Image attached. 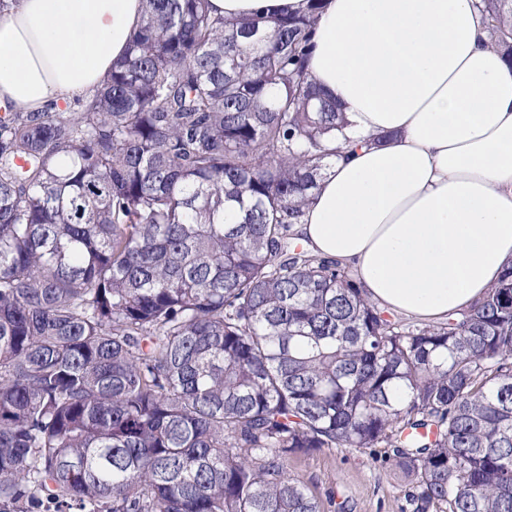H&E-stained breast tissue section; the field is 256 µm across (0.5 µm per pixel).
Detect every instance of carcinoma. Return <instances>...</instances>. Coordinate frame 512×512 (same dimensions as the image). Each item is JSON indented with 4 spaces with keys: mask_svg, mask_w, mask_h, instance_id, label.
<instances>
[{
    "mask_svg": "<svg viewBox=\"0 0 512 512\" xmlns=\"http://www.w3.org/2000/svg\"><path fill=\"white\" fill-rule=\"evenodd\" d=\"M145 2L100 87L0 116V512H324L284 470L324 448L385 449L402 512H512V266L401 324L296 231L345 124L320 0ZM215 13L226 17L303 13L306 0H209Z\"/></svg>",
    "mask_w": 512,
    "mask_h": 512,
    "instance_id": "carcinoma-1",
    "label": "carcinoma"
}]
</instances>
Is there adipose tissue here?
Returning <instances> with one entry per match:
<instances>
[{
  "label": "adipose tissue",
  "instance_id": "ef3b65f1",
  "mask_svg": "<svg viewBox=\"0 0 512 512\" xmlns=\"http://www.w3.org/2000/svg\"><path fill=\"white\" fill-rule=\"evenodd\" d=\"M227 17L307 0H210ZM143 0H14L0 12V103L21 112L100 86ZM309 70L347 145L297 231L379 307L441 321L512 266V64L475 0H323Z\"/></svg>",
  "mask_w": 512,
  "mask_h": 512
}]
</instances>
